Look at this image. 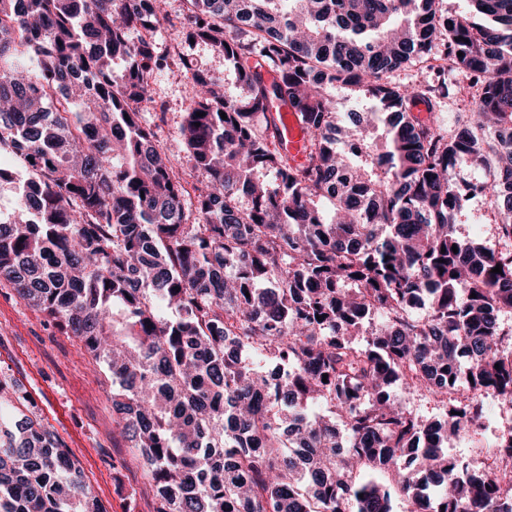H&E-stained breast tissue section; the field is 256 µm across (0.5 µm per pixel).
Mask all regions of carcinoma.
<instances>
[{
	"instance_id": "obj_1",
	"label": "carcinoma",
	"mask_w": 512,
	"mask_h": 512,
	"mask_svg": "<svg viewBox=\"0 0 512 512\" xmlns=\"http://www.w3.org/2000/svg\"><path fill=\"white\" fill-rule=\"evenodd\" d=\"M465 2L183 0L224 61L193 69L189 190L142 115L189 66L156 49L161 0H0V156L26 162L0 284L105 366L154 512H394L360 479L382 467L423 512H512V428L479 475L440 450L512 408V0ZM417 62L437 82H392ZM461 161L495 174L494 249L456 235ZM28 404L0 378V512H105ZM281 122L280 130L289 155L293 156L297 161H302L304 158L302 152L304 133L295 113L291 112L287 107L283 108L281 110ZM395 399L404 407L419 410L421 413L428 417L439 415L441 410L434 408L433 404L426 403L420 400L417 396L410 393L408 390L396 387L393 391Z\"/></svg>"
}]
</instances>
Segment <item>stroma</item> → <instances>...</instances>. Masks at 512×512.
<instances>
[{"instance_id": "1", "label": "stroma", "mask_w": 512, "mask_h": 512, "mask_svg": "<svg viewBox=\"0 0 512 512\" xmlns=\"http://www.w3.org/2000/svg\"><path fill=\"white\" fill-rule=\"evenodd\" d=\"M161 53L188 55L194 63L223 68L221 59L190 44L178 28L162 25L156 34ZM193 92L191 72L174 76L159 72L152 85L156 99L166 102V121L145 111L160 147L183 157L180 137L182 114ZM0 373L31 400L32 410L51 426L76 457L82 475L90 480L107 512H153L155 490L145 484L119 436L112 418V384L101 366L84 352L75 337L66 335L40 312L27 306L9 286H0ZM483 432L449 441L447 451L468 470H487L499 430L512 422V409L487 397Z\"/></svg>"}]
</instances>
